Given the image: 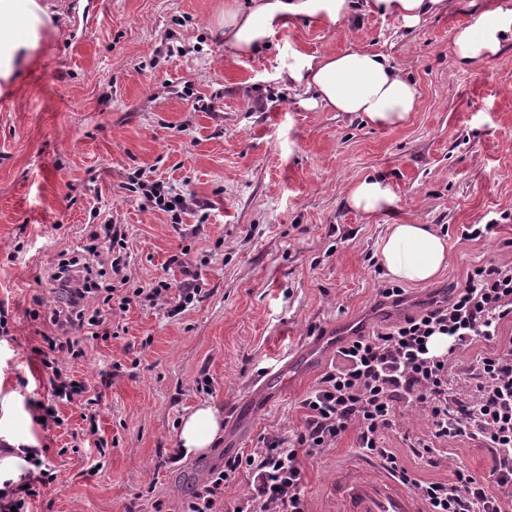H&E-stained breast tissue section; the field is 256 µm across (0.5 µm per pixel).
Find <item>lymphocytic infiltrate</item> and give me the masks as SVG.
Returning a JSON list of instances; mask_svg holds the SVG:
<instances>
[{
	"instance_id": "1",
	"label": "lymphocytic infiltrate",
	"mask_w": 512,
	"mask_h": 512,
	"mask_svg": "<svg viewBox=\"0 0 512 512\" xmlns=\"http://www.w3.org/2000/svg\"><path fill=\"white\" fill-rule=\"evenodd\" d=\"M136 190L150 207L167 210L180 222L189 210L186 197L137 170ZM126 225H91L82 259L59 258L47 278L64 300L54 309L50 331L41 332L33 349L48 375L51 402H36L43 429L61 426L58 407L86 400L89 389L69 368L83 356L77 334L112 337L114 312L132 303L156 306L173 302L181 312L199 295L187 283L171 295L166 281L151 288L130 287L125 248ZM512 320V264L474 267L441 301L368 335L348 339L336 352L337 362L301 401L304 422L290 438H264L250 455L225 458L208 483L187 502L184 512H223L224 486L239 472L250 476L249 490L232 512H308L303 493L301 457H318L354 432L359 452L379 460L401 483L425 502L428 512H504L512 497V339L501 338V327ZM448 339L446 353L434 354L432 337ZM493 350L471 363L468 383L453 389L448 365L453 355L477 340ZM414 406L432 425L429 439L410 445L412 456L425 466L439 467L442 443L459 437L489 449L491 467L485 478L468 469H454L452 478L422 480L387 446L399 409ZM19 480L0 486V512H35L41 494L55 479L46 454L34 452Z\"/></svg>"
}]
</instances>
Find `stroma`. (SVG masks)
I'll list each match as a JSON object with an SVG mask.
<instances>
[{"mask_svg":"<svg viewBox=\"0 0 512 512\" xmlns=\"http://www.w3.org/2000/svg\"><path fill=\"white\" fill-rule=\"evenodd\" d=\"M42 21L9 78L0 79V303L12 316L0 336V431L46 449L57 480L41 512H182L216 467L217 453L247 454L262 438L291 435L300 400L336 364L307 353L313 338L357 319L385 325L378 304V243L389 224L443 232L450 261L437 279L406 284L424 308L474 266L512 264V41L478 69L452 52L459 28L512 0H448L447 11L407 30L378 15L336 29L296 26L268 47L235 56L216 34L224 0H36ZM388 55L420 93L404 126L377 129L345 112L307 109L284 72L293 50L340 51L350 41ZM197 206L180 236L168 213L143 206L132 173ZM381 175L395 211L370 216L345 203L348 185ZM127 225L132 286L197 275L202 292L180 314L167 306L116 313L119 338L88 339L72 364L91 394L108 442L89 472L72 452L83 406H61L45 430L29 399L47 397L33 353L50 327L56 295L41 267L84 244L87 227ZM466 224L496 234L462 238ZM188 248L187 267L170 258ZM39 309L38 320L26 312ZM280 374L270 403H245L250 383ZM224 417L207 453L175 459L183 415L201 403ZM422 411L402 409L388 445L422 479L457 466L485 475L491 454L467 438L447 445L440 467L415 461L428 439ZM348 434L324 455L302 457L310 512H322L336 468L358 457Z\"/></svg>","mask_w":512,"mask_h":512,"instance_id":"obj_1","label":"stroma"}]
</instances>
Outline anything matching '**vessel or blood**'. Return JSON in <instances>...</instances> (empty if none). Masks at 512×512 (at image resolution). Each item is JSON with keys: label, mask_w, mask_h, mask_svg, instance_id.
I'll return each mask as SVG.
<instances>
[{"label": "vessel or blood", "mask_w": 512, "mask_h": 512, "mask_svg": "<svg viewBox=\"0 0 512 512\" xmlns=\"http://www.w3.org/2000/svg\"><path fill=\"white\" fill-rule=\"evenodd\" d=\"M329 490L334 512H427L424 501L385 469L357 458L338 467Z\"/></svg>", "instance_id": "b4317fda"}]
</instances>
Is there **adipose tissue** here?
I'll use <instances>...</instances> for the list:
<instances>
[{
    "mask_svg": "<svg viewBox=\"0 0 512 512\" xmlns=\"http://www.w3.org/2000/svg\"><path fill=\"white\" fill-rule=\"evenodd\" d=\"M447 0H224L220 23L224 44L235 55L254 54L278 31L299 21L322 28L352 23L357 12L393 18L403 27H416L422 18L444 10ZM11 21L14 33L0 38V57L14 56L27 47L26 33L39 22L35 0H0V23ZM512 40V8L498 6L476 14L459 29L453 43L458 65L478 67L497 54L503 41ZM286 77L305 88L307 106L332 112L359 114L376 128L405 124L417 108L418 91L388 56L358 43L339 52L310 55L294 51ZM350 209L369 215L396 208L398 198L391 184L380 176H366L349 184ZM381 264L388 278L415 284L435 279L448 264L446 239L427 224H392L379 244ZM222 430L217 408L204 403L185 415L178 438L183 456H195L210 448Z\"/></svg>",
    "mask_w": 512,
    "mask_h": 512,
    "instance_id": "ef3b65f1",
    "label": "adipose tissue"
}]
</instances>
